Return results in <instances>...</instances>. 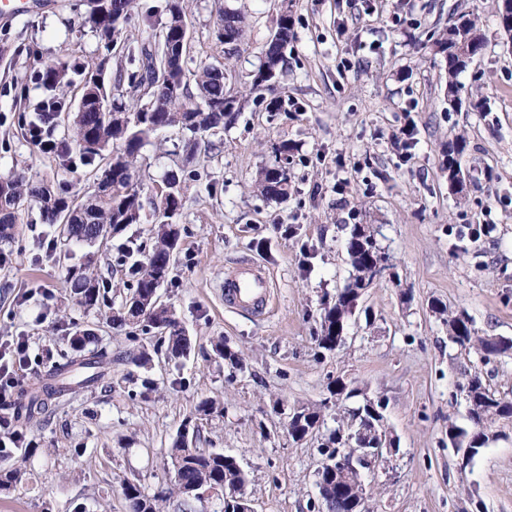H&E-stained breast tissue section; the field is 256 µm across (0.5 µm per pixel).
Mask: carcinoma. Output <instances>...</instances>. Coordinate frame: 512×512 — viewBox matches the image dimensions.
Wrapping results in <instances>:
<instances>
[{
	"label": "carcinoma",
	"mask_w": 512,
	"mask_h": 512,
	"mask_svg": "<svg viewBox=\"0 0 512 512\" xmlns=\"http://www.w3.org/2000/svg\"><path fill=\"white\" fill-rule=\"evenodd\" d=\"M89 7L85 24L96 32L105 47L112 48L125 21L135 7V0H88ZM167 20L162 31V44L188 40L187 18L184 0H168ZM218 32L225 30L234 35L235 43L245 39L244 16L227 8L220 12ZM277 28L285 32L282 43L273 42L265 46L257 68L251 72L250 85L257 92L273 90L277 76L282 72L284 61L282 49L291 36L292 16L282 14L277 20ZM484 35L478 20L468 14H461L448 26L446 33L432 43L435 54L444 58L448 70L446 96L454 108L461 107V89L457 75L465 71L473 58L484 47ZM143 68L147 70L148 82L145 86H131L137 91L144 89L147 101L137 100L133 104L109 100L99 73L86 74L80 105L73 114L74 136L66 150L75 151L87 161L99 160L94 173V192L75 206L77 199L53 193L45 183L24 179L0 180V245L9 244L15 238L17 224L20 223L22 206L28 201L40 205L45 224H67L69 229L62 233L67 241L95 243L101 239L122 234L130 224H138L142 218L144 202L138 183L134 160L140 149L159 130L173 128L186 136L185 150L194 154L202 137L210 130L224 125V119L238 111L231 106L224 111L225 85L224 68L204 65L198 68L195 82L198 96L188 90V78L183 63H170L166 59L165 48L156 52L144 49ZM49 90L54 91L68 85L67 73L56 67L45 72ZM93 140L96 148L88 150L82 144ZM285 182L271 169L264 172L260 182L261 192L266 196L284 198L288 188H277ZM154 203L153 223L157 224L156 244L139 265L138 278L133 293L151 294L167 281L172 258L169 257L167 238H180V225L169 224L170 215H179L182 207V187L178 176L172 174L164 180ZM172 214H167V211ZM346 250L351 260L353 274L348 285L337 295L336 304L324 311L321 316V334L318 345L324 350L336 349L339 339L336 327L343 323L345 297L360 287L371 264L383 261L368 227L356 224L346 242ZM78 294L81 304L92 307L105 300L101 295L99 282L91 277H80ZM154 329L167 334V352L173 357L183 355L188 347L187 336L177 325L173 313L166 308L146 317ZM448 340L457 347L481 350L489 345L486 337L476 335L469 318L448 317ZM101 357L91 358L82 364L84 369L80 384L91 386L103 378L100 371ZM67 384L45 385L41 394H30L22 390L13 404L3 406V418L13 423L22 413H32L34 406H46L45 399L64 392ZM468 403L470 427L448 426V442L451 447L484 448L491 438V424L501 419H512V400L496 395L484 382L481 373L466 376L459 385ZM302 420L293 426L292 439L301 442L309 436V430L323 423L322 408L302 407L299 409ZM173 467L172 486L178 496H183L189 488L197 486H219L238 492L246 483V475L239 460L221 451H204L186 446L175 440L170 448ZM26 460L15 467L0 470V488H7L21 480ZM127 512H161V503L168 498L167 493L149 495L135 480H127L122 486Z\"/></svg>",
	"instance_id": "obj_1"
}]
</instances>
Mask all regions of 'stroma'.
I'll return each mask as SVG.
<instances>
[{"label":"stroma","mask_w":512,"mask_h":512,"mask_svg":"<svg viewBox=\"0 0 512 512\" xmlns=\"http://www.w3.org/2000/svg\"><path fill=\"white\" fill-rule=\"evenodd\" d=\"M166 0H136L113 50L82 17L84 0L0 20V178L43 180L54 192H93L91 165H67L40 152L25 118L51 92L37 77L62 65L74 111L87 68L103 64L106 87L141 66V49L158 50ZM245 13L247 40L235 55L216 36L220 8ZM186 72L225 65L229 97L240 111L209 132L194 155L168 130L140 151L144 202L168 173L182 177L181 236L160 289L190 340L187 356L145 327L112 318L135 282L131 264L154 244L150 222L89 246L64 241L27 204L9 257L0 265V338L23 334L32 364L23 380L37 386L68 352L67 336L86 329V353L111 357L102 383L72 387L48 425L28 427L37 448L20 483L0 489V512H126L125 480L154 493L168 488V450L185 422L190 445L236 455L256 512H317V451L322 438L294 442L289 412L322 406L325 431L336 428L335 380L385 403L384 422L399 450L364 476L368 512H512V419L497 421L493 441L460 471L448 426H467L458 389L480 372L512 398V350L490 362L448 340L447 316H467L478 335L512 339V36L500 27L495 0H187ZM289 8L294 37L270 98L252 93L248 75ZM475 15L485 46L459 82L468 106L445 95L446 67L430 44L460 13ZM348 69H340V61ZM277 108H270V101ZM464 137L459 158L467 183L448 182L449 141ZM292 147L281 155V143ZM285 166L289 194L262 196V171ZM373 230L385 256L382 274L358 300L347 340L321 349V316L347 285L345 242L354 225ZM489 234L469 238L470 225ZM271 272L275 300L265 318L224 307V271L242 259ZM101 277L104 304H80L74 274ZM447 309L446 316L435 306ZM224 339L240 359L231 367L212 351ZM148 351L151 360L138 366ZM152 391H143V379ZM219 411L196 416L201 400Z\"/></svg>","instance_id":"1"}]
</instances>
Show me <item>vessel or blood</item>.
<instances>
[{
  "label": "vessel or blood",
  "mask_w": 512,
  "mask_h": 512,
  "mask_svg": "<svg viewBox=\"0 0 512 512\" xmlns=\"http://www.w3.org/2000/svg\"><path fill=\"white\" fill-rule=\"evenodd\" d=\"M273 300V280L260 262L247 259L225 270V307L262 317Z\"/></svg>",
  "instance_id": "vessel-or-blood-1"
}]
</instances>
